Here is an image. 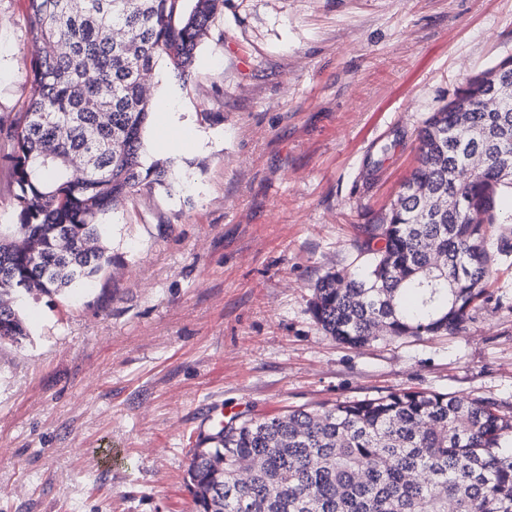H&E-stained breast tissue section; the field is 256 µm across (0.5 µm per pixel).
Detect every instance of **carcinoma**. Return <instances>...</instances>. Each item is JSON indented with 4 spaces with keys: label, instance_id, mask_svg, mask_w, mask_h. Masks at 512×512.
<instances>
[{
    "label": "carcinoma",
    "instance_id": "obj_1",
    "mask_svg": "<svg viewBox=\"0 0 512 512\" xmlns=\"http://www.w3.org/2000/svg\"><path fill=\"white\" fill-rule=\"evenodd\" d=\"M186 2L27 0L26 35L42 53L7 129L19 223L0 227V295H60L96 276L111 261L100 217L143 186L170 189L172 160L144 162L142 80L164 60L186 82L225 0ZM418 141L382 245L367 240L361 270L314 285L309 312L340 344L459 331L496 259L512 255V237L495 236L496 201L512 202V58L430 113ZM27 336L22 312L0 300V342ZM189 456L196 512H512V419L487 400L401 390L233 418Z\"/></svg>",
    "mask_w": 512,
    "mask_h": 512
}]
</instances>
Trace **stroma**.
<instances>
[{"mask_svg": "<svg viewBox=\"0 0 512 512\" xmlns=\"http://www.w3.org/2000/svg\"><path fill=\"white\" fill-rule=\"evenodd\" d=\"M26 6L0 0L2 128L31 94ZM509 56L512 0H226L190 80L161 64L146 81L206 151L106 212L110 264L24 297L28 337L0 344V512H192L211 407L421 390L512 416V258L448 336L351 348L308 311L320 276L360 264L422 120Z\"/></svg>", "mask_w": 512, "mask_h": 512, "instance_id": "1", "label": "stroma"}]
</instances>
